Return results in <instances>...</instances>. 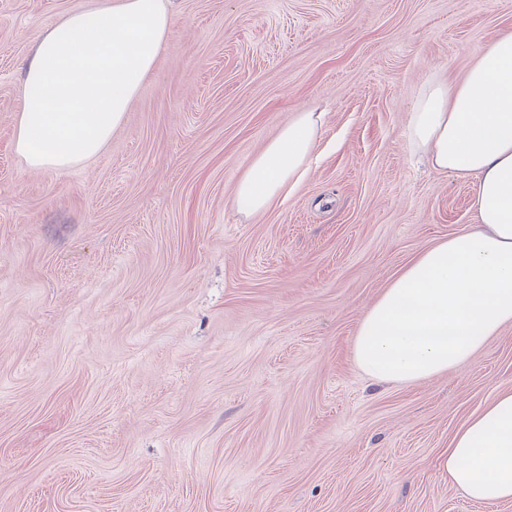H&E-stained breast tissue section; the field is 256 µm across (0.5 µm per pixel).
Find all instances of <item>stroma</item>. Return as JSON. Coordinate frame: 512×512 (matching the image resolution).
Instances as JSON below:
<instances>
[{
    "label": "stroma",
    "instance_id": "stroma-1",
    "mask_svg": "<svg viewBox=\"0 0 512 512\" xmlns=\"http://www.w3.org/2000/svg\"><path fill=\"white\" fill-rule=\"evenodd\" d=\"M76 2L0 0V512H512L438 467L512 390V324L414 384L352 358L390 279L471 222L408 112L512 0H173L104 150L33 171L23 69ZM308 109L305 180L241 214V174Z\"/></svg>",
    "mask_w": 512,
    "mask_h": 512
}]
</instances>
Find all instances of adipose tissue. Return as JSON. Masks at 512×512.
Returning <instances> with one entry per match:
<instances>
[{"label":"adipose tissue","instance_id":"obj_1","mask_svg":"<svg viewBox=\"0 0 512 512\" xmlns=\"http://www.w3.org/2000/svg\"><path fill=\"white\" fill-rule=\"evenodd\" d=\"M172 25L165 0H79L26 63L15 150L33 170L98 156L123 123ZM322 115L299 112L241 174L234 202L255 214L303 181ZM407 143L470 182L468 231L415 255L362 316L353 356L380 382L413 384L472 359L512 324V31L482 47L457 83L426 82ZM468 499L512 501V390L455 432L439 460Z\"/></svg>","mask_w":512,"mask_h":512}]
</instances>
